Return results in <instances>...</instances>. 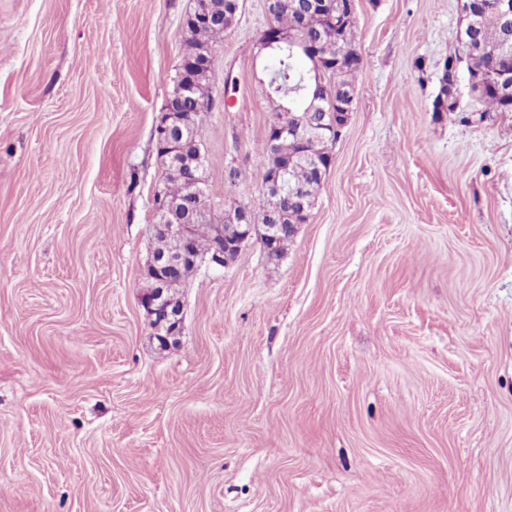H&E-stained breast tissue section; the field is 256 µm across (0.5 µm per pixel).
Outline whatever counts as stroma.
<instances>
[{
	"label": "stroma",
	"mask_w": 512,
	"mask_h": 512,
	"mask_svg": "<svg viewBox=\"0 0 512 512\" xmlns=\"http://www.w3.org/2000/svg\"><path fill=\"white\" fill-rule=\"evenodd\" d=\"M193 6L0 0V512H512V112L432 110L458 0H356L307 223L201 267L163 345L153 134ZM267 24L244 0L214 46L215 212L263 201ZM341 49V68L332 69L328 60H321L320 67L325 69L323 83L329 89L330 99L325 102L326 110H336V102H346L341 96L355 90L354 78L360 69L361 58L354 44L352 29H348L346 39L339 46ZM326 88L323 94L327 96Z\"/></svg>",
	"instance_id": "obj_1"
}]
</instances>
